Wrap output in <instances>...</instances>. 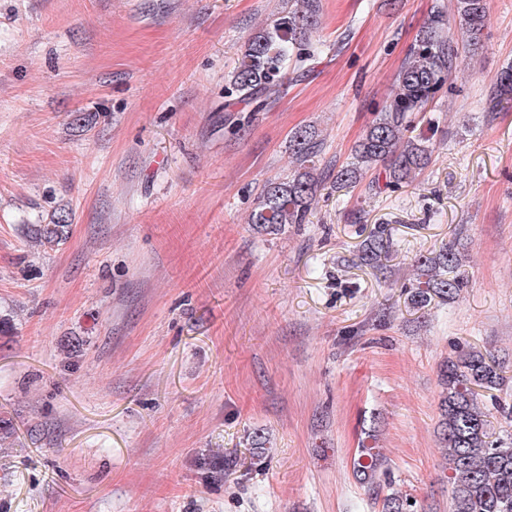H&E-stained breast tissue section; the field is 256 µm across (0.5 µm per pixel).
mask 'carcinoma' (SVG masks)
Listing matches in <instances>:
<instances>
[{
    "mask_svg": "<svg viewBox=\"0 0 512 512\" xmlns=\"http://www.w3.org/2000/svg\"><path fill=\"white\" fill-rule=\"evenodd\" d=\"M454 5L466 44L459 45L450 34L443 8L436 7L410 48L388 100L356 145L354 161L336 171L337 185L355 183L366 170L387 160L385 186L393 188L430 162L431 138L409 135L415 114L426 111L451 76L468 66L470 47L478 43L489 16L488 0H454ZM319 11L320 0H294L287 13L250 38L228 93L262 107L282 86L288 58L306 41ZM508 104H512V67L497 78L487 109L495 112ZM291 153L298 169L288 179L268 184L250 214L249 223L262 233L279 234L290 224L305 223L315 199L313 159L318 148L313 135L305 130L295 133ZM67 229V217L61 215L48 224L32 225L30 232L37 241L55 245L67 238ZM390 247L380 228L364 241L360 259L377 266ZM463 262L464 255L451 248L420 256L422 280L411 304L424 307L436 298L454 299L467 283ZM503 383L502 367L480 351H468L448 362L440 428L453 488L451 512H512V442L492 438L490 413L478 403L479 393L499 390ZM382 469L383 460L373 448L361 449L353 466L355 478L370 486L377 483ZM410 507L395 493L383 500V512H409Z\"/></svg>",
    "mask_w": 512,
    "mask_h": 512,
    "instance_id": "cac0c4a2",
    "label": "carcinoma"
}]
</instances>
